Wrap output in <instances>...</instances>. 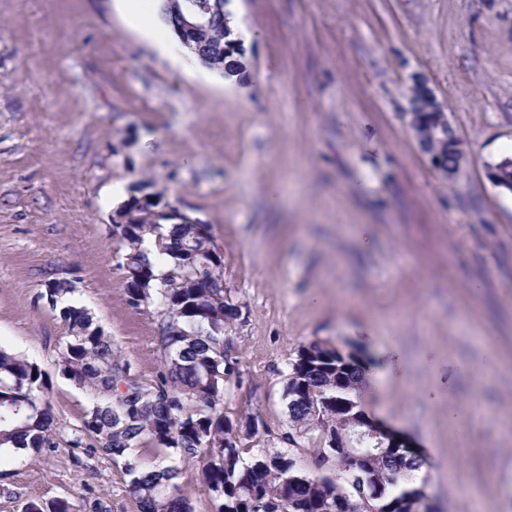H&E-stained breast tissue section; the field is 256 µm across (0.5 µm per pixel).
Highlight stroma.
Masks as SVG:
<instances>
[{
	"mask_svg": "<svg viewBox=\"0 0 512 512\" xmlns=\"http://www.w3.org/2000/svg\"><path fill=\"white\" fill-rule=\"evenodd\" d=\"M252 34L247 95L204 79L166 28L159 54L122 0H0V348L36 363L57 425L90 393L59 371L49 274L153 385L157 304L131 307L113 212L165 192L224 251L241 315L224 411L285 440L288 363L313 340L382 373L365 409L406 434L441 512H512V0H232ZM184 60L173 67L171 56ZM425 80L469 155L455 179L405 121ZM138 512L123 463L60 444L0 450V512L59 498Z\"/></svg>",
	"mask_w": 512,
	"mask_h": 512,
	"instance_id": "1",
	"label": "stroma"
}]
</instances>
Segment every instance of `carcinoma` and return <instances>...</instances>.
Listing matches in <instances>:
<instances>
[{"label": "carcinoma", "mask_w": 512, "mask_h": 512, "mask_svg": "<svg viewBox=\"0 0 512 512\" xmlns=\"http://www.w3.org/2000/svg\"><path fill=\"white\" fill-rule=\"evenodd\" d=\"M226 28L215 24L200 37L202 53L190 52L221 76L237 73L239 63L226 50ZM410 109L419 115L413 124L419 143L442 159L443 167H458L466 153L459 136L439 126L435 112L417 89ZM137 223L112 232L123 246L119 262L124 271L130 306L139 308L156 299L161 303L158 336L163 372L146 387L131 376L130 364L112 345L89 313L69 304L74 281L50 278L40 298L67 324L58 367L75 387L96 397L67 443L91 448L115 462L125 461L132 476L130 494L139 512H194L191 499L179 486L182 465L201 464L213 512H267L279 501L283 512H333L340 500L345 512H358L363 497L378 489L383 512H432L428 495L406 482L412 470L426 465L417 454L389 450L369 458L365 469L338 466L329 447L313 449L316 474L310 476L288 465V455L254 453L258 434L254 418L233 423L224 414V383L234 372L226 336L239 317L224 286V253L219 251L208 224H174L164 235L153 212L138 210ZM166 271L155 274V261ZM317 366L304 365L302 352L288 363L286 384L302 391L289 398L292 433L286 440L336 428L338 410L353 417L350 428L368 421L357 363L336 367V355L318 343L310 344ZM44 381L37 365L16 353L0 349V448H25L39 453L58 446L61 431L44 400ZM148 440L173 451L163 467L144 466L130 457ZM26 512H78L67 499L49 510L35 502Z\"/></svg>", "instance_id": "carcinoma-1"}]
</instances>
